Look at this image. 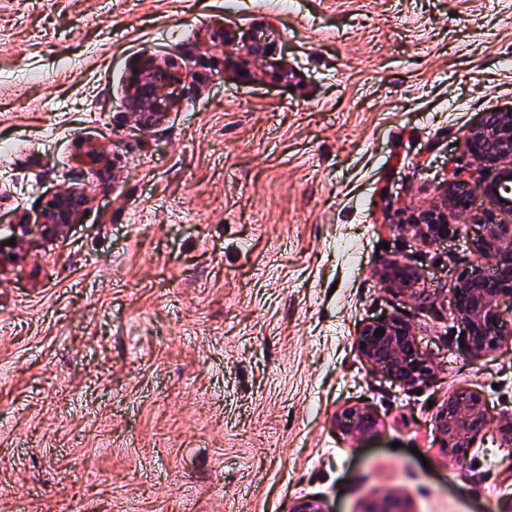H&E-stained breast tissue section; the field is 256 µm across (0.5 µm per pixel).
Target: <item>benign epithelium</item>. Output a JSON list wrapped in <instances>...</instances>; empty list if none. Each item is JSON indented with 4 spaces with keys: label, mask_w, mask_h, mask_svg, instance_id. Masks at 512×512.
I'll return each instance as SVG.
<instances>
[{
    "label": "benign epithelium",
    "mask_w": 512,
    "mask_h": 512,
    "mask_svg": "<svg viewBox=\"0 0 512 512\" xmlns=\"http://www.w3.org/2000/svg\"><path fill=\"white\" fill-rule=\"evenodd\" d=\"M182 79V67L176 64L160 72L147 70L133 84L132 110L145 123L152 122L170 105L168 89ZM465 142L479 170L492 172V177L483 182L491 204L512 208V199L507 197L512 192V109L481 113L467 132ZM441 196L440 204L421 210L413 219L419 237L425 242L446 238L455 231L448 223V212L472 215L470 194L461 193L459 182L447 181ZM86 203L87 197L82 193L57 195L46 204L42 223L51 230L71 224ZM474 222L489 225V231L477 240L467 241L468 247L477 260L491 265L492 273L464 270L460 274L461 285L451 301V312L465 330L468 350L482 354L512 342V328L501 310V301L507 299L512 303V224L494 223L490 212L474 217ZM378 275L381 282L395 290L409 289L416 280V272L397 260L383 265ZM380 328L385 330L384 335H375ZM357 348L373 368L404 386L413 387L431 375L427 354L420 349L412 325L401 316L365 323L358 333ZM488 425L481 397L467 390L448 396L435 416L440 447L448 449V457L459 462L467 460L473 442L486 432ZM333 426L346 437L371 435L378 431L379 420L361 406L347 405L336 411Z\"/></svg>",
    "instance_id": "benign-epithelium-1"
}]
</instances>
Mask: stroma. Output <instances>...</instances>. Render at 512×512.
Wrapping results in <instances>:
<instances>
[{
	"label": "stroma",
	"instance_id": "obj_1",
	"mask_svg": "<svg viewBox=\"0 0 512 512\" xmlns=\"http://www.w3.org/2000/svg\"><path fill=\"white\" fill-rule=\"evenodd\" d=\"M511 107L512 0H0V512H512L506 449L460 466L433 425L461 389L512 416V347L471 354L450 310L482 228L404 221L455 173L488 209L464 140ZM64 191L87 213L48 231ZM402 313L417 389L356 348ZM348 404L377 433L339 434ZM146 72L145 76L133 84L130 106L134 112H139L143 121L148 124L167 110L171 102L167 90L180 84L183 74L182 67L177 64H172L160 72L149 68ZM381 282L395 290L411 289L416 280V272L400 261L384 264L378 271Z\"/></svg>",
	"mask_w": 512,
	"mask_h": 512
}]
</instances>
